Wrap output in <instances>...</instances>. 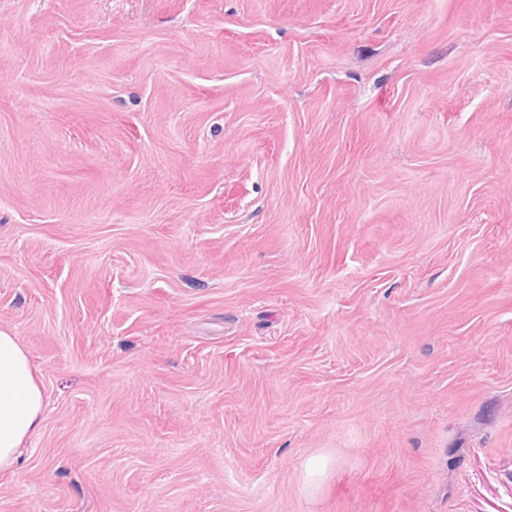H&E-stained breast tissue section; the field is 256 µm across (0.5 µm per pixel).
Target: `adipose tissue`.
I'll return each mask as SVG.
<instances>
[{"mask_svg":"<svg viewBox=\"0 0 512 512\" xmlns=\"http://www.w3.org/2000/svg\"><path fill=\"white\" fill-rule=\"evenodd\" d=\"M38 373L17 337L0 330V471L14 468L43 422Z\"/></svg>","mask_w":512,"mask_h":512,"instance_id":"1","label":"adipose tissue"}]
</instances>
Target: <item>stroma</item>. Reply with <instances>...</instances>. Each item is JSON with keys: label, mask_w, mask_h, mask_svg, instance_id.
I'll return each instance as SVG.
<instances>
[{"label": "stroma", "mask_w": 512, "mask_h": 512, "mask_svg": "<svg viewBox=\"0 0 512 512\" xmlns=\"http://www.w3.org/2000/svg\"><path fill=\"white\" fill-rule=\"evenodd\" d=\"M0 329V512H512V0H0ZM45 396L17 336L0 330V471L14 468L43 422ZM326 475V462L320 457L310 458L305 466L302 481L305 488L317 490L323 483Z\"/></svg>", "instance_id": "1"}]
</instances>
